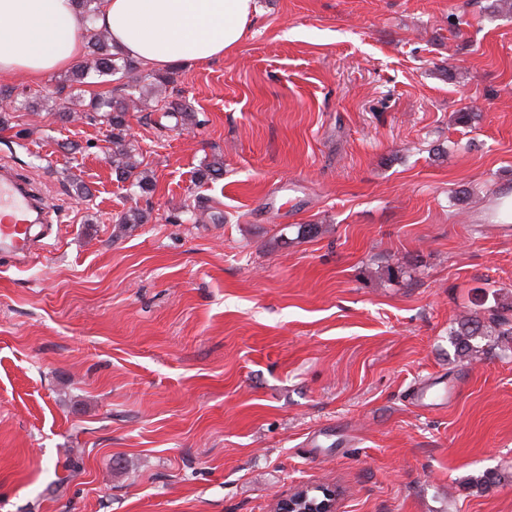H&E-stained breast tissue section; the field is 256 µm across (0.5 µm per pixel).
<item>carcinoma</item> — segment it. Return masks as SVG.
Here are the masks:
<instances>
[{"mask_svg":"<svg viewBox=\"0 0 512 512\" xmlns=\"http://www.w3.org/2000/svg\"><path fill=\"white\" fill-rule=\"evenodd\" d=\"M86 21L84 38L87 41L91 60L77 64L71 71L70 81L79 86L91 75L116 76L126 88L135 89L141 83L150 82L156 111L167 118L187 126L195 122V111L183 101L180 91L171 87L173 77L168 74L143 73L140 66L128 57L112 52L110 39L93 27L98 0H76ZM94 112L112 129V164L119 179L129 181L142 192L150 189L148 180L137 172V163L132 161L130 143L127 139L129 113L139 111L137 98L125 96H98L90 104ZM496 336L507 340L512 336V322L502 312L492 310L483 317L467 318L453 332V344L457 355L468 356L476 351V340Z\"/></svg>","mask_w":512,"mask_h":512,"instance_id":"cac0c4a2","label":"carcinoma"}]
</instances>
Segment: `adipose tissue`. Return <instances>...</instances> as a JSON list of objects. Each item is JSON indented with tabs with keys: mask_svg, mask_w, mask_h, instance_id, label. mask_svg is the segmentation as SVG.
Instances as JSON below:
<instances>
[{
	"mask_svg": "<svg viewBox=\"0 0 512 512\" xmlns=\"http://www.w3.org/2000/svg\"><path fill=\"white\" fill-rule=\"evenodd\" d=\"M255 0H101L94 22L144 67L222 58L243 40ZM85 23L72 0H0V79H34L74 64Z\"/></svg>",
	"mask_w": 512,
	"mask_h": 512,
	"instance_id": "1",
	"label": "adipose tissue"
}]
</instances>
